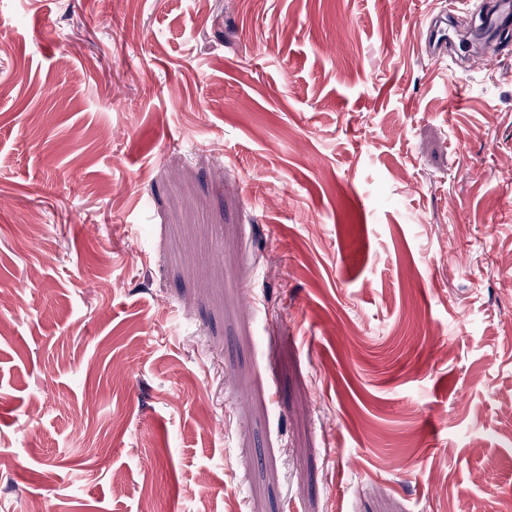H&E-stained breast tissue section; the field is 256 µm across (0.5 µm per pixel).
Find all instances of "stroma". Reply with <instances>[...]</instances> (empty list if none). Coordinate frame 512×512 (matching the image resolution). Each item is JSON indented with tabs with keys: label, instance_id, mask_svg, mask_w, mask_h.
<instances>
[{
	"label": "stroma",
	"instance_id": "35a3bbf8",
	"mask_svg": "<svg viewBox=\"0 0 512 512\" xmlns=\"http://www.w3.org/2000/svg\"><path fill=\"white\" fill-rule=\"evenodd\" d=\"M448 0H0V512L512 503V45ZM448 16L435 14L423 33V50L426 56L440 63V54L447 52Z\"/></svg>",
	"mask_w": 512,
	"mask_h": 512
}]
</instances>
